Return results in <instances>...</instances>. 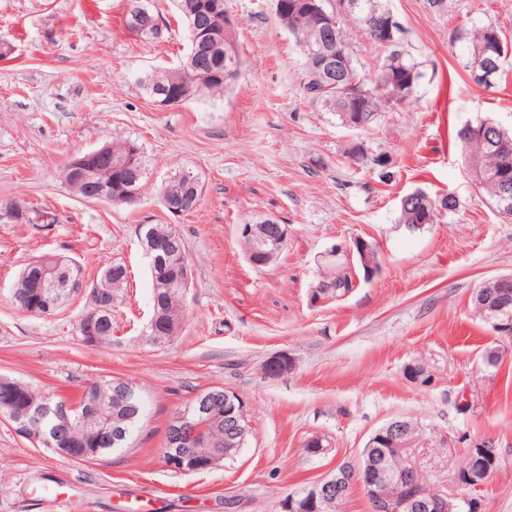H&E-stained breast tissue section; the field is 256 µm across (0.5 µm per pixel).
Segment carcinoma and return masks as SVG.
<instances>
[{"label": "carcinoma", "instance_id": "cac0c4a2", "mask_svg": "<svg viewBox=\"0 0 512 512\" xmlns=\"http://www.w3.org/2000/svg\"><path fill=\"white\" fill-rule=\"evenodd\" d=\"M276 15L288 33L300 47L304 56V77L302 88L309 103L325 112H332L340 121H345L348 112L357 113L365 108V125H370L376 115L389 105L411 103L415 100L416 87L422 77L419 64L405 48L403 31L396 29L392 42H386L383 25L393 18V14L384 0H361L365 7L362 14L341 15L336 19V28L331 38L323 33L325 26L319 19L301 6L304 0H278ZM173 11L184 28L187 40H192L195 12L205 5V0H171ZM124 23L128 30L145 41H154L163 37L168 26L163 16L156 11L152 0H126ZM238 21H228L226 16L209 19L210 31L207 40L197 45L196 60H191V48H186L177 68L165 72H149L140 82L145 93L154 102L166 105L175 98L184 103L206 96L215 89L236 81L240 74L241 58L234 41V31ZM353 26L362 31L369 40L387 51L386 59L371 76L359 71L348 45L347 29ZM502 37L499 29L492 23H474L469 27H456L452 32V41L464 47L459 65L473 83L481 81L474 78L475 66H485L494 58L492 49L495 41ZM341 47L348 61V68L342 78L347 92L343 93L336 84L322 78L315 65L313 51L322 47L332 50ZM401 84V92H395L396 84ZM474 129L459 127L454 134L455 141L468 151L469 172L480 181L482 191L494 207H499L500 184L512 183V132L487 116H478L473 120ZM112 156L135 157V167L121 174L120 183L130 189H141L147 169L144 150L135 141L126 140L109 146ZM203 185L200 174L191 168L176 170L160 190V197L189 212L198 208L202 197ZM455 199L431 197L427 192L417 189L411 194V200L400 201L399 218L401 224H433L438 208L450 209ZM154 242L162 245L179 237L169 224H148L144 228ZM39 261L49 268L57 269L55 287L63 290V299H68L70 291L82 282L81 269L68 256L61 253H49L39 257ZM168 277L158 280L153 286V304L163 318L180 319L183 317V295L173 270L167 271ZM39 280V269L26 267L17 283V298L13 303L26 310L27 293L35 290ZM127 282V270L122 264L106 267L93 287L100 295L116 300ZM100 386L94 407H88L85 397L75 400L77 408L70 413L69 430L62 433L61 439L67 448L82 462L94 461L120 448L129 447L130 440L139 427L146 401L143 395L130 382H124L119 388L107 382ZM30 395L41 396L42 392L28 383L14 378L8 385L0 384V412L16 406ZM93 413L100 422L111 431L114 420L121 419V437L112 440L107 437L101 441L90 440L83 432L82 418ZM209 439L203 446L194 449L198 454L220 456L224 454V422L212 424L208 428Z\"/></svg>", "mask_w": 512, "mask_h": 512}]
</instances>
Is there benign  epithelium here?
<instances>
[{
	"label": "benign epithelium",
	"mask_w": 512,
	"mask_h": 512,
	"mask_svg": "<svg viewBox=\"0 0 512 512\" xmlns=\"http://www.w3.org/2000/svg\"><path fill=\"white\" fill-rule=\"evenodd\" d=\"M343 54H325L321 56V67L330 78L342 75ZM99 150L90 151L73 161L81 181L89 184L86 198L97 200L100 194L95 190L98 172L96 157ZM238 235L252 243L248 260L255 266L270 264L288 242V225L286 224H240ZM142 254L153 273L165 270L170 262V250L157 246L140 245ZM358 256L367 275L373 277L379 272L378 251L371 243L355 237L350 241L333 245L325 258H347ZM512 276H501L484 283L474 293L478 301V310L487 318L504 317V321L494 323L497 328H506L512 321ZM51 293L39 288L37 295L29 301L28 313L46 315L51 305L46 298ZM112 313V303L101 302L91 296V307L83 316L84 333L94 336V328L106 322ZM179 326L159 322L157 314L150 318V330L154 336H174ZM224 401V436L231 441L245 433L241 422L246 420L245 402L234 392L221 387H211L195 398L198 420L182 416L170 420L168 428V448L165 464L182 473H193L213 466L214 460L186 454L185 449L197 448L206 439L208 426L216 423L219 416L214 413V405ZM73 401L66 399L45 398L41 401H28L20 408H14L6 418L15 426L16 431L37 447H48L53 453L65 458H72L70 449L55 448L53 441L43 432L42 425L48 417L61 424H68L67 413ZM416 429L404 420H393L380 428L367 442L359 456L336 466L329 473L314 480L303 490L288 495L281 503V512H323V507L344 496L350 477H355L357 484L363 487L373 512H480V502L475 497L462 494L449 498L445 495L423 489L417 471L405 460V450L410 447ZM467 462L459 471L457 481L464 490L479 489L490 476V465L478 460L475 450L466 449Z\"/></svg>",
	"instance_id": "1"
}]
</instances>
